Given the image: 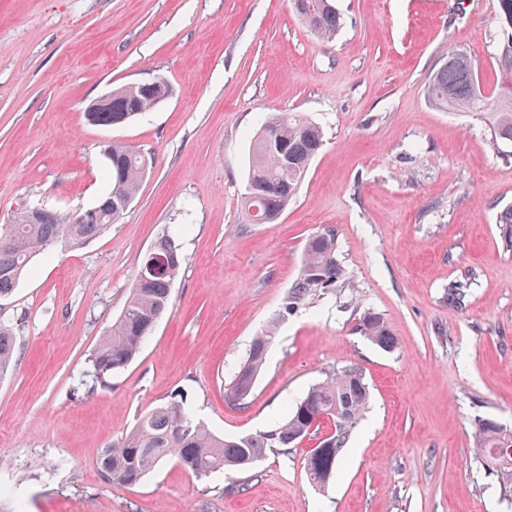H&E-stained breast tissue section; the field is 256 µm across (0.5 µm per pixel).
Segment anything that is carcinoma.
I'll use <instances>...</instances> for the list:
<instances>
[{
	"instance_id": "carcinoma-1",
	"label": "carcinoma",
	"mask_w": 512,
	"mask_h": 512,
	"mask_svg": "<svg viewBox=\"0 0 512 512\" xmlns=\"http://www.w3.org/2000/svg\"><path fill=\"white\" fill-rule=\"evenodd\" d=\"M315 5L314 24L318 37L329 40L342 25L331 0H304ZM503 37L496 63L499 79L493 90L492 139L512 143V95H503V84L512 78V0H498ZM169 84L162 78L112 89V105L96 113L99 125H119L148 112L166 101ZM429 100L450 112H483L488 97L468 55L448 51V62L433 74ZM274 134L283 150L270 147L266 136ZM323 145L322 131L307 117L277 112L254 137L243 205L248 220L252 212L281 215L296 195L311 161ZM107 160V186L96 204L80 213L61 215L42 210L31 217L20 210L13 224L0 225V300L8 298L32 259L58 244L84 245L101 236L119 219L120 203L134 199L145 174L144 156L123 144L114 143ZM500 234L512 249V209L503 212ZM183 263L176 235L166 234L141 261L129 296L112 325L106 330L88 360V368L76 378L77 387L89 391L107 386L112 374L139 354L156 324L171 304V285ZM345 271L337 258L336 233L325 228L309 236L304 244L298 275L283 301L282 315L298 311L309 299L328 291L343 280ZM359 332L378 348L390 352L396 337L382 314L367 309L358 318ZM273 329L255 337L243 364L225 389L229 401L241 404L250 394L254 379L265 364ZM16 345L12 325L0 320V377L15 365ZM370 391L362 373L355 368L332 371L309 388L288 416L273 428L255 434L219 436L194 422L186 410V397L176 392L144 413L134 429L104 448L99 468L112 483L132 487L161 461L174 458L198 479L231 470L247 473L268 451L288 450L310 436L322 420L333 422L334 430L312 449L307 459L311 480L324 486L340 464V455L367 410ZM476 455L488 474L497 478L504 497L512 501V431L483 418L475 423Z\"/></svg>"
}]
</instances>
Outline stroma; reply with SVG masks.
Returning <instances> with one entry per match:
<instances>
[{
    "label": "stroma",
    "instance_id": "obj_1",
    "mask_svg": "<svg viewBox=\"0 0 512 512\" xmlns=\"http://www.w3.org/2000/svg\"><path fill=\"white\" fill-rule=\"evenodd\" d=\"M336 37L315 36L290 0H0V224L22 207L87 210L106 186L107 142L147 160L120 220L37 256L0 317L17 360L0 378V512H512L474 454V421L512 428V148L490 112H444L426 89L448 52L485 91L499 76L497 0H334ZM164 78L171 96L131 122L86 107ZM274 112L317 123L324 142L280 219L242 208L250 141ZM336 232L335 291L281 317L305 240ZM177 232L172 306L142 352L93 393L78 389L142 258ZM468 285L463 304L448 285ZM370 308L397 345L357 330ZM275 326L244 404L225 389L254 336ZM355 367L370 405L328 489L312 448L199 480L168 459L134 487L107 481L103 448L182 392L195 420L245 435L282 421L332 370Z\"/></svg>",
    "mask_w": 512,
    "mask_h": 512
}]
</instances>
